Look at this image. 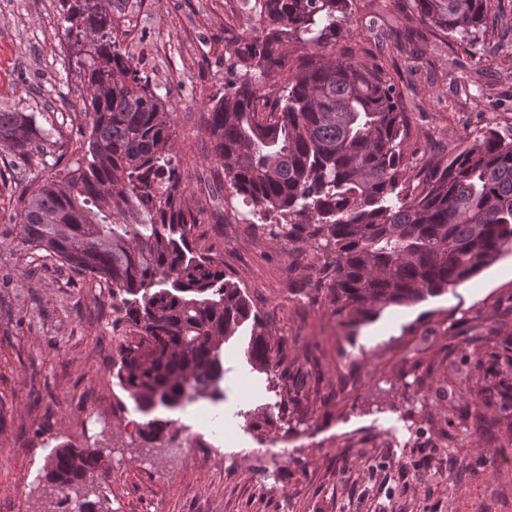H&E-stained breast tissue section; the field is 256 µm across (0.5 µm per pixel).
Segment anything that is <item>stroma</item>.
Returning <instances> with one entry per match:
<instances>
[{
  "label": "stroma",
  "mask_w": 512,
  "mask_h": 512,
  "mask_svg": "<svg viewBox=\"0 0 512 512\" xmlns=\"http://www.w3.org/2000/svg\"><path fill=\"white\" fill-rule=\"evenodd\" d=\"M64 0H0V108L32 112L61 144L31 161L0 145V512H512V410L475 430L461 393L479 390L512 350V252L465 284L353 322L324 295L323 252L278 242L222 212L203 114L224 92L234 49L262 34L261 0H110L120 48L169 112L191 205L204 211L202 247L224 262L271 332V373L224 346L223 399L206 414L250 410L227 427L224 455L198 449L165 461L180 438L132 434L133 402L114 376L137 338L108 289L57 261L41 263L18 237L27 186L75 162L89 133L83 78L64 35ZM404 0H357L337 55L377 66L404 94L407 175L448 160L488 130L512 134V31L470 41L432 33ZM473 348L481 363L462 359ZM95 446L101 465L60 491L42 478L59 445Z\"/></svg>",
  "instance_id": "35a3bbf8"
}]
</instances>
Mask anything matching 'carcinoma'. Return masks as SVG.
<instances>
[{
  "instance_id": "1",
  "label": "carcinoma",
  "mask_w": 512,
  "mask_h": 512,
  "mask_svg": "<svg viewBox=\"0 0 512 512\" xmlns=\"http://www.w3.org/2000/svg\"><path fill=\"white\" fill-rule=\"evenodd\" d=\"M356 0H263V35L234 50L224 95L204 116L224 174L218 189L250 207L247 224L330 250L325 298L341 317L417 302L469 281L512 246V136L493 130L425 178H404L402 92L376 66L326 52ZM446 36L488 31L491 0H406ZM64 22L93 111L75 165L21 196V244L112 289L137 329L116 366L121 389L148 416L187 395L223 396V347L251 324L246 357L271 366L266 323L224 262L196 243L202 210L173 161L172 125L149 80L112 39L99 0H73ZM311 53L287 66L285 45ZM286 72L272 104L256 76ZM52 130L0 110V142L30 158ZM476 429L492 426L497 385L465 395ZM97 450L61 445L43 467L65 490L100 466Z\"/></svg>"
}]
</instances>
